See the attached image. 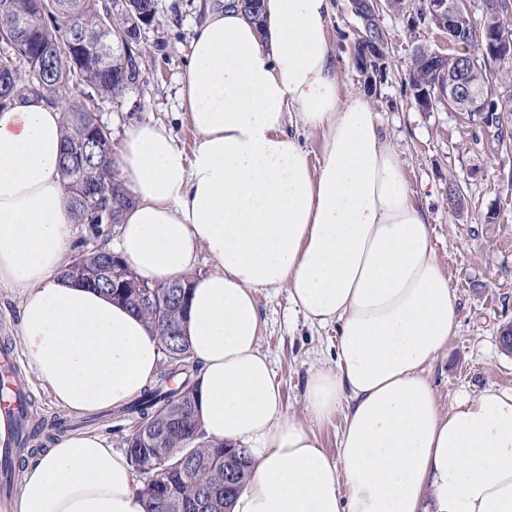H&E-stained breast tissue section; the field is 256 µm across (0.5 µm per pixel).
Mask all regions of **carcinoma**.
I'll return each instance as SVG.
<instances>
[{
	"instance_id": "cac0c4a2",
	"label": "carcinoma",
	"mask_w": 512,
	"mask_h": 512,
	"mask_svg": "<svg viewBox=\"0 0 512 512\" xmlns=\"http://www.w3.org/2000/svg\"><path fill=\"white\" fill-rule=\"evenodd\" d=\"M483 24L465 23L461 41L474 46L475 57L459 59L445 56L433 65L426 56L427 47L418 44L412 53L408 88L413 101L427 91L444 86L446 75L457 74L477 95L485 97V108L477 112L480 122L496 130L500 144L512 142V131L503 126L502 113L512 112V96L499 95L491 65L499 57L484 56L482 45L493 37L503 19L512 13V0H483ZM0 0V18L27 19L29 27L0 34V108L25 94H31L64 112L61 175L75 224H89L91 234L99 226L120 221L115 205L130 203V196L119 177L112 158V131L101 121L103 102L121 97L143 77L145 52L141 59L122 49L118 36L136 23L149 26L157 14V0ZM75 42L73 59L59 64L46 76L40 50L56 42ZM93 189L92 196L73 193L76 186ZM118 256L101 249L81 255L79 272L72 277L97 287L136 311L146 323L162 334L163 364L156 379L148 384L122 412L137 419L138 432L126 439L129 457L141 471L160 458L177 461L187 457L184 468L171 470L162 477V485L141 484L146 512H231L234 495H224V445L195 436L189 413L194 411L195 377L198 366L190 347L165 336L185 314L188 300H169V289L159 284L154 300L141 306L130 299L139 278L127 270L128 287L112 283L109 266ZM34 403L20 406V431L26 436L24 447L32 450L54 443L66 426L58 420L37 418Z\"/></svg>"
}]
</instances>
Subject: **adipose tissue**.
Here are the masks:
<instances>
[{
    "label": "adipose tissue",
    "mask_w": 512,
    "mask_h": 512,
    "mask_svg": "<svg viewBox=\"0 0 512 512\" xmlns=\"http://www.w3.org/2000/svg\"><path fill=\"white\" fill-rule=\"evenodd\" d=\"M332 12L333 0H264L259 27L208 12L180 78L194 147L157 122L125 130L133 203L108 247L148 282L190 285L198 422L252 462L233 512H512V388L436 403L425 370L458 327L455 297L377 113L342 89ZM62 117L32 95L0 109V288L19 295L22 354L57 404L95 412L154 379L162 342L65 274ZM290 119L319 134L318 164ZM202 249L216 268L197 274ZM279 287L310 323L337 327L336 366L310 374L304 399L310 421L344 416L333 459L287 416L258 348L253 293ZM15 510L145 504L129 457L81 432L27 458Z\"/></svg>",
    "instance_id": "adipose-tissue-1"
}]
</instances>
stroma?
<instances>
[{"label":"stroma","instance_id":"stroma-1","mask_svg":"<svg viewBox=\"0 0 512 512\" xmlns=\"http://www.w3.org/2000/svg\"><path fill=\"white\" fill-rule=\"evenodd\" d=\"M224 0H158V21L144 29L142 45L148 66L139 86L121 102H104L102 121L112 131V149L120 151L124 130L136 123L165 125L177 144L192 150L194 132L178 99L179 80L190 55V39L207 9ZM380 24L386 33L390 70L375 91L363 84L352 57L361 28L349 0H334L329 38L340 59V80L345 91L366 97L378 112L387 143L399 153L404 176L428 212L435 245L448 286L455 294L459 326L448 347L426 370L436 402L448 409L456 397L478 396L484 389L512 388V352L501 349L499 332L512 322V146H499L494 129L464 112L444 106L419 109L403 93L415 43L439 48L436 31L420 30L411 38L406 20L383 11ZM457 180L467 197L468 210L457 215L448 208V182ZM493 222H486V215ZM262 327L258 340L281 385L289 416L311 424L329 457H336L344 417L336 415L310 422L304 390L311 371L334 365L336 327L311 324L292 309L287 288H260L254 293ZM19 377L33 396L39 415L82 422V415L59 406L46 381L17 357Z\"/></svg>","mask_w":512,"mask_h":512}]
</instances>
